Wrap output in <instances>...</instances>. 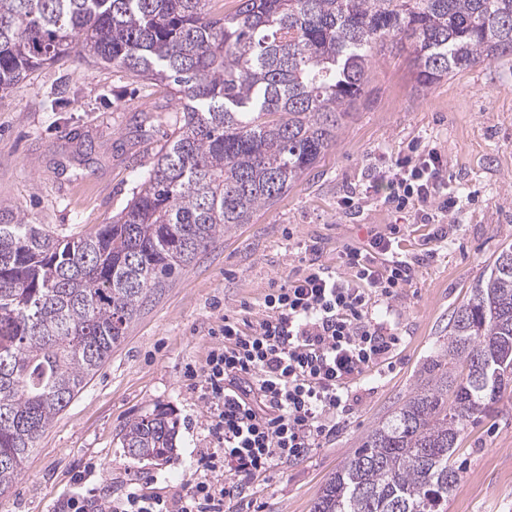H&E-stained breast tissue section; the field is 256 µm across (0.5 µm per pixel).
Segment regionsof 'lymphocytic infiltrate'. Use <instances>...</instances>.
Listing matches in <instances>:
<instances>
[{
    "label": "lymphocytic infiltrate",
    "instance_id": "lymphocytic-infiltrate-1",
    "mask_svg": "<svg viewBox=\"0 0 512 512\" xmlns=\"http://www.w3.org/2000/svg\"><path fill=\"white\" fill-rule=\"evenodd\" d=\"M447 170L435 149L410 148L380 172L386 203L437 223L456 206L444 194ZM399 233L395 225L365 246H343L347 279L309 260L267 290L269 315L250 327L225 317L223 344L188 371L212 410L215 445L195 461L199 478L168 499L133 486L117 498L78 490L63 512H224L225 502H243L246 488L272 466L322 447L352 414L357 377L400 343L377 316L415 276L413 262L394 248ZM380 256L386 264H377Z\"/></svg>",
    "mask_w": 512,
    "mask_h": 512
}]
</instances>
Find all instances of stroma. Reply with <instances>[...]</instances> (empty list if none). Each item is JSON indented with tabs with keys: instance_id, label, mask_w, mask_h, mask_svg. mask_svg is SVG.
I'll return each instance as SVG.
<instances>
[{
	"instance_id": "stroma-1",
	"label": "stroma",
	"mask_w": 512,
	"mask_h": 512,
	"mask_svg": "<svg viewBox=\"0 0 512 512\" xmlns=\"http://www.w3.org/2000/svg\"><path fill=\"white\" fill-rule=\"evenodd\" d=\"M410 66V49L378 52L336 147L252 223L198 254L136 318L45 430L17 482L0 495V512H62L79 472L114 496L133 482L148 497L180 491L195 478L199 450L213 445L210 409L185 372L202 367L218 345L214 332L224 316L265 318L266 289L308 256L339 267L342 245H362L396 224L399 252L416 268L391 302L397 350L358 381L354 412L335 438L252 484L253 512H311L368 430L412 396L448 334L450 314L512 244V59L453 73L428 89L414 83ZM179 116L166 87L75 53L60 57L0 93V206L54 233L96 231L125 207L136 173L149 167ZM414 144L444 156L459 198L444 245L431 241L432 225L392 211L372 185L379 167ZM157 409L177 420V455L162 464L135 461L121 432ZM455 461L461 482L448 512H512V392L468 425Z\"/></svg>"
}]
</instances>
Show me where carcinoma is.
Wrapping results in <instances>:
<instances>
[{
	"mask_svg": "<svg viewBox=\"0 0 512 512\" xmlns=\"http://www.w3.org/2000/svg\"><path fill=\"white\" fill-rule=\"evenodd\" d=\"M0 0V92L79 47L183 100L131 199L86 236L0 207V493L45 429L182 268L284 197L336 146L370 60L410 46L417 84L512 56V0ZM424 380L372 427L312 512H448L471 421L512 387V246L448 321ZM177 420H132L137 461L176 451Z\"/></svg>",
	"mask_w": 512,
	"mask_h": 512,
	"instance_id": "carcinoma-1",
	"label": "carcinoma"
}]
</instances>
